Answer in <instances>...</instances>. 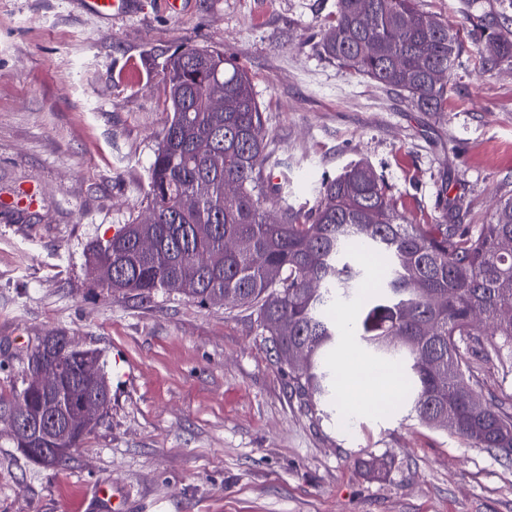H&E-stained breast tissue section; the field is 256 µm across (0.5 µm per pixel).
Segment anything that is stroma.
Listing matches in <instances>:
<instances>
[{
	"instance_id": "1",
	"label": "stroma",
	"mask_w": 512,
	"mask_h": 512,
	"mask_svg": "<svg viewBox=\"0 0 512 512\" xmlns=\"http://www.w3.org/2000/svg\"><path fill=\"white\" fill-rule=\"evenodd\" d=\"M77 2L0 0V198L37 192L0 206V396L58 334L102 352L111 403L62 467L0 435V512H512V456L409 418L396 373L301 404L257 311L114 295L89 263L145 210L175 49L219 47L248 71L290 202L363 161L416 224L451 202L485 224L512 192V63L480 73L464 43L445 111L420 112L324 57L337 0H137L113 21ZM420 4L456 29L512 17V0Z\"/></svg>"
}]
</instances>
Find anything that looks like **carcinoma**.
<instances>
[{
    "label": "carcinoma",
    "mask_w": 512,
    "mask_h": 512,
    "mask_svg": "<svg viewBox=\"0 0 512 512\" xmlns=\"http://www.w3.org/2000/svg\"><path fill=\"white\" fill-rule=\"evenodd\" d=\"M467 37L479 65L492 71L512 62V31L493 15L469 16ZM452 30L419 0H337L323 29L324 56L396 91L420 112H441L461 52ZM170 120L149 167L146 213L124 225L111 249H94L112 263V292L146 300L181 282L180 293L201 305L255 308L277 358L288 365L299 397L332 396L331 357L344 325L330 312H358L357 336L373 362L400 374L411 413L478 448L512 449V403L482 402L473 358L512 356V195L477 227L408 224L367 164L323 177L314 204L296 206L271 185L278 147L251 77L216 47H186L163 66ZM224 98V109L212 99ZM278 207H263L269 196ZM155 247L140 252L137 238ZM60 360L56 393L39 387L40 359ZM94 349L67 336L50 338L48 354L29 358L26 378L0 412L25 397L33 419L56 429L22 434L14 448H80L86 431L70 410L95 395L80 373Z\"/></svg>",
    "instance_id": "cac0c4a2"
}]
</instances>
